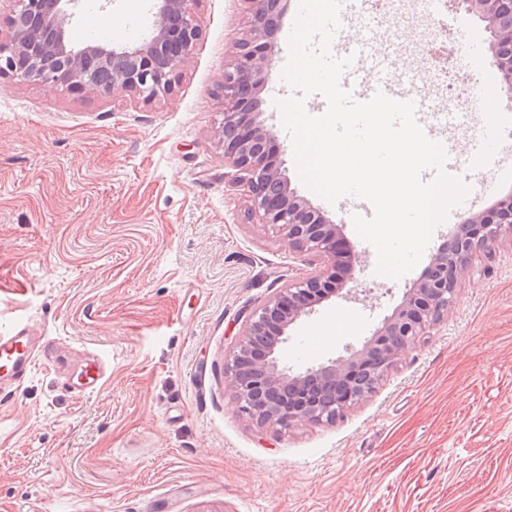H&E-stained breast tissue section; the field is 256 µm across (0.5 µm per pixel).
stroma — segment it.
I'll use <instances>...</instances> for the list:
<instances>
[{
	"mask_svg": "<svg viewBox=\"0 0 512 512\" xmlns=\"http://www.w3.org/2000/svg\"><path fill=\"white\" fill-rule=\"evenodd\" d=\"M128 0H81L72 27L125 43ZM202 35L164 99L146 105L0 78V329L42 336L45 358L0 397V512H512V234L480 254L428 333L335 423L258 428L224 373L247 314L322 268L225 185L220 82L250 19L248 0H199ZM369 27L392 48L391 80L417 89L452 126L477 210L512 192V147L498 189L480 195L484 125L469 95L495 71L484 22L459 0H372ZM482 51L461 68L457 51ZM284 39L276 37L259 119L289 187L341 224L359 265L341 293L290 326L280 357L304 368L346 355L400 305L454 227L437 225L400 279L377 271L352 217L300 179L280 132ZM339 330H331L332 320ZM97 354L96 391L70 385Z\"/></svg>",
	"mask_w": 512,
	"mask_h": 512,
	"instance_id": "stroma-1",
	"label": "stroma"
}]
</instances>
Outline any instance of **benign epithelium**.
Returning <instances> with one entry per match:
<instances>
[{"label": "benign epithelium", "mask_w": 512, "mask_h": 512, "mask_svg": "<svg viewBox=\"0 0 512 512\" xmlns=\"http://www.w3.org/2000/svg\"><path fill=\"white\" fill-rule=\"evenodd\" d=\"M8 36L0 37V78L34 80L74 94L87 90L122 98L131 93L150 104L172 91L175 76L191 61L202 35L199 0H154L149 36L134 44L70 40L69 6L81 0H8ZM486 22L499 73L498 92L512 98V0H459ZM291 0H250L252 18L224 70L222 100L224 159L233 170L230 186L247 188L262 223L281 229L300 253L324 259V266L282 289L251 311L225 375L239 410L261 426L288 429L331 421L368 395L361 378L374 365L391 367L426 334L452 301L478 251L502 233H512V194L473 214L448 236L421 278L407 289L398 308L361 348L303 371L281 365L272 346L255 359L250 377L240 363L256 337L266 332L288 341V328L309 314L326 292H340L356 260L343 226L299 198L283 179L280 151L257 121L256 92L269 74L274 37Z\"/></svg>", "instance_id": "obj_1"}]
</instances>
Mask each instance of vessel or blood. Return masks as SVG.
I'll return each mask as SVG.
<instances>
[{
  "label": "vessel or blood",
  "mask_w": 512,
  "mask_h": 512,
  "mask_svg": "<svg viewBox=\"0 0 512 512\" xmlns=\"http://www.w3.org/2000/svg\"><path fill=\"white\" fill-rule=\"evenodd\" d=\"M332 54L335 58L352 57L353 63L342 77L343 87L350 89L354 98L366 101L376 93L390 98L401 99L384 76L387 67L385 52L374 45L365 34L343 37L333 41ZM512 142V114H493L487 127L482 151L486 157H494L501 145ZM36 339L27 327L18 325L6 332H0V392L8 394L21 387L29 377L36 360ZM106 365L99 357H91L85 365L83 378L75 385L77 394L85 395L98 389L105 378Z\"/></svg>",
  "instance_id": "obj_1"
}]
</instances>
